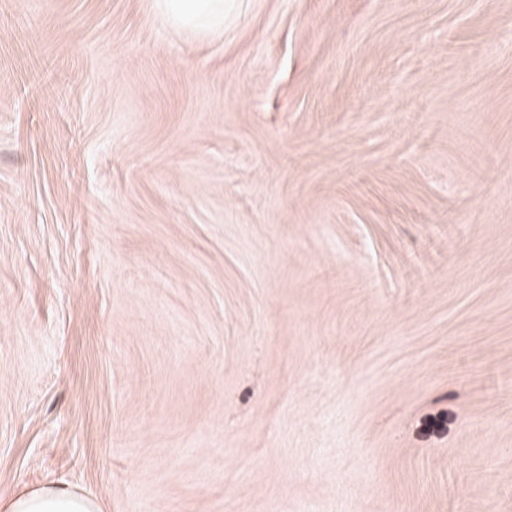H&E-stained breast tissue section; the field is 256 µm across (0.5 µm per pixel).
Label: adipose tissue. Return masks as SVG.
I'll list each match as a JSON object with an SVG mask.
<instances>
[{"label": "adipose tissue", "instance_id": "1", "mask_svg": "<svg viewBox=\"0 0 512 512\" xmlns=\"http://www.w3.org/2000/svg\"><path fill=\"white\" fill-rule=\"evenodd\" d=\"M154 13L169 25L208 35L224 27V0H153ZM0 512H100L80 491L47 485L19 495L0 493Z\"/></svg>", "mask_w": 512, "mask_h": 512}]
</instances>
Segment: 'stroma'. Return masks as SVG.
Instances as JSON below:
<instances>
[{
  "instance_id": "stroma-1",
  "label": "stroma",
  "mask_w": 512,
  "mask_h": 512,
  "mask_svg": "<svg viewBox=\"0 0 512 512\" xmlns=\"http://www.w3.org/2000/svg\"><path fill=\"white\" fill-rule=\"evenodd\" d=\"M512 512V0H0V490ZM152 10L169 25L200 35L224 29V0H153Z\"/></svg>"
}]
</instances>
